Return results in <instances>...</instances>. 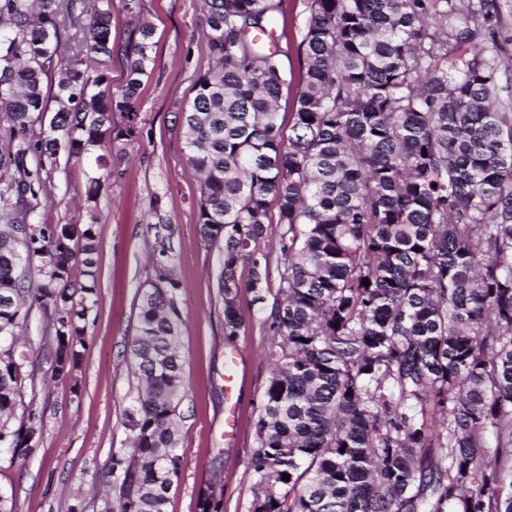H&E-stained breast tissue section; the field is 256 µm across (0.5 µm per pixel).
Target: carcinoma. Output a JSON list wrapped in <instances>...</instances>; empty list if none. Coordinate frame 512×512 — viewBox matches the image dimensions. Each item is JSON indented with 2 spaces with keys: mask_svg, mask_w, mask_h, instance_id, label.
Wrapping results in <instances>:
<instances>
[{
  "mask_svg": "<svg viewBox=\"0 0 512 512\" xmlns=\"http://www.w3.org/2000/svg\"><path fill=\"white\" fill-rule=\"evenodd\" d=\"M284 4L200 0L213 65L180 113L200 232L219 246L227 339L242 291L262 304L278 274L250 512H512V108L497 99L512 33L496 0H311L286 132ZM123 9L134 37L114 93L111 0H0V458L11 461L44 433L21 337L43 310L49 380L77 384L98 190L142 137L133 104L152 27L143 0ZM60 144L101 171L83 224L40 219ZM273 234L276 253L263 247ZM151 262L129 353L132 450L112 453L103 512H167L182 468L179 284L165 250ZM222 508L201 494V512Z\"/></svg>",
  "mask_w": 512,
  "mask_h": 512,
  "instance_id": "carcinoma-1",
  "label": "carcinoma"
}]
</instances>
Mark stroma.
I'll return each instance as SVG.
<instances>
[{
    "mask_svg": "<svg viewBox=\"0 0 512 512\" xmlns=\"http://www.w3.org/2000/svg\"><path fill=\"white\" fill-rule=\"evenodd\" d=\"M153 26L150 74L134 109L143 137L120 165L121 176L98 193L101 217L97 300L87 316V350L78 371L79 391L50 382L38 401L44 412L43 442L27 458L0 462V487L13 491L15 512H100L95 492L114 452L128 448L126 413L137 380L127 350L136 332L139 291L154 276L150 256L166 246L179 281L183 314L181 349L186 393L179 407L182 469L167 512H201L200 495L222 484L223 512H249L251 455L257 446L253 423L272 373L267 356L266 316L250 293L238 303L242 327L224 336L223 304L217 286L218 251L200 234V184L190 171L176 125L182 105L195 95L197 77L212 64L199 0H143ZM309 0H287L289 78L299 80L298 46L305 33ZM88 166L59 155L51 174L42 219L76 223L78 202L90 187ZM239 351L237 381L226 385L224 356Z\"/></svg>",
    "mask_w": 512,
    "mask_h": 512,
    "instance_id": "stroma-1",
    "label": "stroma"
}]
</instances>
